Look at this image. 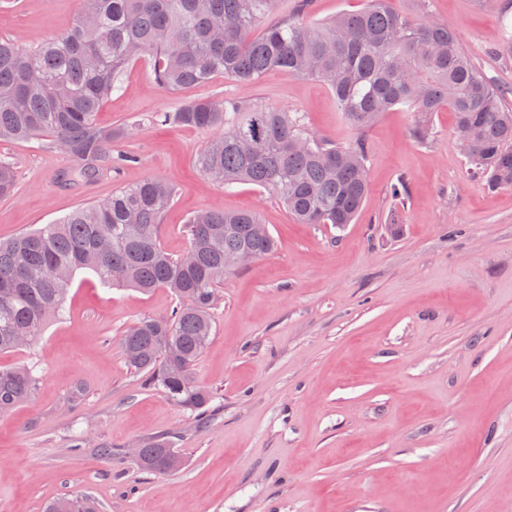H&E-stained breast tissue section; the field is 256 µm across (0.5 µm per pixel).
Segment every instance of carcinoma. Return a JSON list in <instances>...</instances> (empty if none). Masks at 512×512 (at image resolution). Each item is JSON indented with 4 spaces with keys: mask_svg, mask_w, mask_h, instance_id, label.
I'll list each match as a JSON object with an SVG mask.
<instances>
[{
    "mask_svg": "<svg viewBox=\"0 0 512 512\" xmlns=\"http://www.w3.org/2000/svg\"><path fill=\"white\" fill-rule=\"evenodd\" d=\"M296 16L252 31L280 0H83L73 26L36 46L0 39V140L42 136L79 164L87 181L112 160V144L137 126L130 118L102 127L97 114L123 88L125 70L149 63L157 86L181 91L222 75L256 82L267 72L318 81L336 97L338 111L356 128L381 113L407 106L416 113L414 135L425 136L433 113L446 107L463 130L471 162L491 189L512 187V108L463 51L455 32L432 18L399 15L389 0H367L363 10L312 24ZM175 126L219 130L196 156L203 177L231 189L252 184L280 195L301 224H349L368 191L367 150L358 140L336 145L309 134L300 117L256 108L230 97H193L157 115ZM13 164L0 160V197L13 193ZM174 186L147 178L112 192L104 202L78 207L0 242V353L15 351L13 337L35 341L64 315L79 270L101 285L148 293L167 288L180 304L165 320L131 325L121 346L132 370L178 406L203 414L210 393L168 374V352L193 369L213 331L211 309L228 270V254L250 248L262 257L277 241L268 225L247 211L211 209L185 224L186 251L160 243ZM37 365L0 367V414L30 398ZM139 464L171 473L181 459L163 439L141 449ZM45 512H96L75 495Z\"/></svg>",
    "mask_w": 512,
    "mask_h": 512,
    "instance_id": "carcinoma-1",
    "label": "carcinoma"
}]
</instances>
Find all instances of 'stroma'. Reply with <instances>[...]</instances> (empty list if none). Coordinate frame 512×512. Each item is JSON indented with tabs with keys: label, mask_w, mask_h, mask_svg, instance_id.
I'll list each match as a JSON object with an SVG mask.
<instances>
[{
	"label": "stroma",
	"mask_w": 512,
	"mask_h": 512,
	"mask_svg": "<svg viewBox=\"0 0 512 512\" xmlns=\"http://www.w3.org/2000/svg\"><path fill=\"white\" fill-rule=\"evenodd\" d=\"M81 8L0 0V38L38 44L69 30ZM427 11L512 106V57L493 52L512 38V0H429ZM186 95L282 108L316 137L363 140L369 190L354 223L300 224L272 191L206 180L194 157L211 132L149 120ZM132 114L145 123L112 151L136 163L94 183L61 185L77 162L50 139L1 140L16 188L0 197V239L152 176L177 190L160 231L168 252L183 253L187 218L215 206L259 212L278 247L224 278L194 367L214 396L201 416L145 386L121 348L137 320L170 317L176 296L78 273L65 317L34 346L0 353V367L38 366L31 399L0 415V512H42L76 494L98 512H512V188L471 177L453 113H434L422 139L406 108L358 130L313 80L219 76L172 93L141 60L98 121ZM393 219L401 236L388 230ZM79 434L90 447H74ZM156 439L172 443L178 471L140 469L136 449Z\"/></svg>",
	"instance_id": "stroma-1"
}]
</instances>
